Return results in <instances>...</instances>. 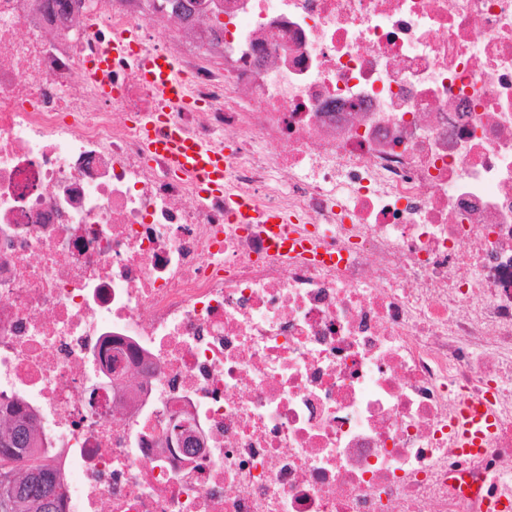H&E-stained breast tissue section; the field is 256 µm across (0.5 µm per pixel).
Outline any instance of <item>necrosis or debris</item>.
<instances>
[{
    "mask_svg": "<svg viewBox=\"0 0 512 512\" xmlns=\"http://www.w3.org/2000/svg\"><path fill=\"white\" fill-rule=\"evenodd\" d=\"M0 0V396L65 512H485L512 499V0ZM137 29L224 146L146 161L155 96L85 69ZM192 39L210 43L190 51ZM337 255L270 251L231 197ZM490 394L460 454L455 402ZM498 421V413L488 396L461 397L450 420L455 448L463 454H479Z\"/></svg>",
    "mask_w": 512,
    "mask_h": 512,
    "instance_id": "4bbe7bcc",
    "label": "necrosis or debris"
}]
</instances>
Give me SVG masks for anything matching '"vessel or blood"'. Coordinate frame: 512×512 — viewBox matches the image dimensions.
Here are the masks:
<instances>
[{"instance_id": "b4317fda", "label": "vessel or blood", "mask_w": 512, "mask_h": 512, "mask_svg": "<svg viewBox=\"0 0 512 512\" xmlns=\"http://www.w3.org/2000/svg\"><path fill=\"white\" fill-rule=\"evenodd\" d=\"M117 59L131 61L141 79L158 95L152 119L140 128L146 157H165L173 171L193 181L199 199L223 194V150L184 135L167 119L170 102H177L186 110L197 106L179 62L167 54L143 49L137 31L131 29L101 43L88 70L89 83L103 92H111L112 63ZM230 220L235 224L260 225L266 241L280 253L285 248H297L303 243L287 217H276L275 213L263 211L248 199L234 201ZM498 421V413L489 397H461L450 420L455 447L464 454H479Z\"/></svg>"}]
</instances>
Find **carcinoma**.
<instances>
[{
	"mask_svg": "<svg viewBox=\"0 0 512 512\" xmlns=\"http://www.w3.org/2000/svg\"><path fill=\"white\" fill-rule=\"evenodd\" d=\"M18 412L17 402L0 400V512H63L59 480L48 463L51 443ZM15 467L21 489L13 497L4 476Z\"/></svg>",
	"mask_w": 512,
	"mask_h": 512,
	"instance_id": "cac0c4a2",
	"label": "carcinoma"
}]
</instances>
